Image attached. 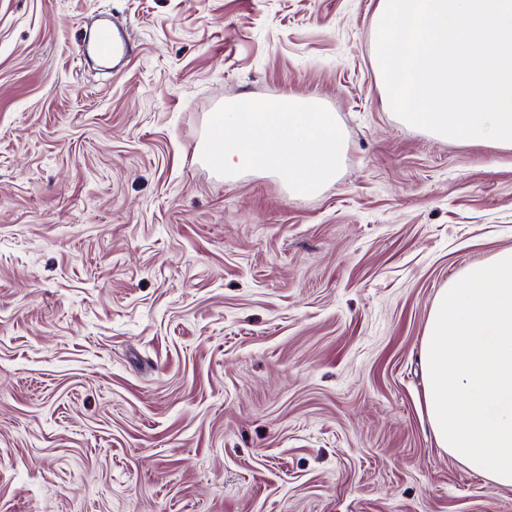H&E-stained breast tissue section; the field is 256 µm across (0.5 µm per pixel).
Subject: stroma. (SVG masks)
<instances>
[{
    "instance_id": "obj_1",
    "label": "stroma",
    "mask_w": 512,
    "mask_h": 512,
    "mask_svg": "<svg viewBox=\"0 0 512 512\" xmlns=\"http://www.w3.org/2000/svg\"><path fill=\"white\" fill-rule=\"evenodd\" d=\"M378 0H0V512H512L441 452L418 348L512 249V150L386 108ZM118 75L78 66L102 16ZM335 112L336 181L209 171L221 104ZM95 31L97 38L92 46L93 54L89 52L87 36L80 40L79 48L84 59L94 56L103 62L107 69H112L113 75L118 74L121 64L137 52L134 40L122 29H114L108 18L100 19Z\"/></svg>"
}]
</instances>
